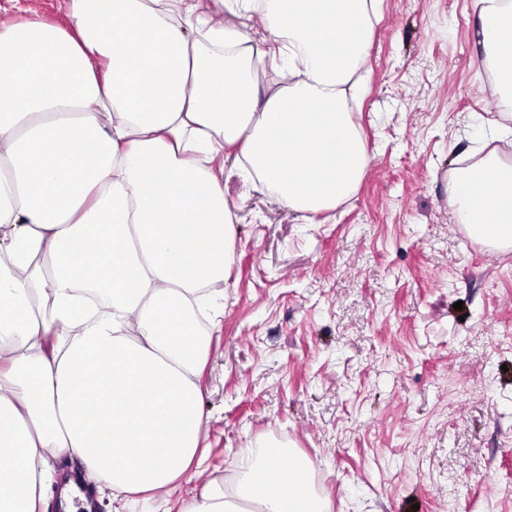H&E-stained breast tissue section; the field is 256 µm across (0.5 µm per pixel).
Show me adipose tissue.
<instances>
[{
	"label": "adipose tissue",
	"instance_id": "ef3b65f1",
	"mask_svg": "<svg viewBox=\"0 0 512 512\" xmlns=\"http://www.w3.org/2000/svg\"><path fill=\"white\" fill-rule=\"evenodd\" d=\"M491 72L512 86V0H476ZM276 45L255 52L244 19ZM379 0H67L65 21L0 24V512H46L49 460L113 492L173 487L196 461L194 310L225 280L233 216L215 163L238 152L307 220L354 194L353 117ZM203 41L191 40V32ZM288 83L259 94L257 66ZM475 240L512 246V164L455 174ZM180 512H327L309 464L264 443Z\"/></svg>",
	"mask_w": 512,
	"mask_h": 512
}]
</instances>
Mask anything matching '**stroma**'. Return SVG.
<instances>
[{"label": "stroma", "instance_id": "stroma-1", "mask_svg": "<svg viewBox=\"0 0 512 512\" xmlns=\"http://www.w3.org/2000/svg\"><path fill=\"white\" fill-rule=\"evenodd\" d=\"M355 121L371 159L354 196L309 224L235 172L233 262L200 378L202 475L117 509L178 512L263 440L290 444L329 512H512V250L473 242L448 205L454 169L512 145L478 43L475 0H382Z\"/></svg>", "mask_w": 512, "mask_h": 512}]
</instances>
